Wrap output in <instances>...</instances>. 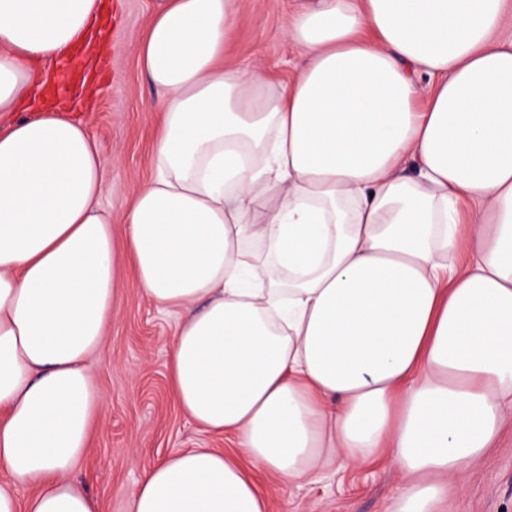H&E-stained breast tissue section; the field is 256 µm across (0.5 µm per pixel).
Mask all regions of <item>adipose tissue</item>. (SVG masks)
<instances>
[{
	"instance_id": "adipose-tissue-1",
	"label": "adipose tissue",
	"mask_w": 512,
	"mask_h": 512,
	"mask_svg": "<svg viewBox=\"0 0 512 512\" xmlns=\"http://www.w3.org/2000/svg\"><path fill=\"white\" fill-rule=\"evenodd\" d=\"M236 3L156 0L155 172L115 218L65 79L104 0H0V512H99L70 474L122 262L181 316L173 398L242 450L172 452L132 512H269L258 473L381 455L435 512L512 420V0H301L274 90L227 63Z\"/></svg>"
}]
</instances>
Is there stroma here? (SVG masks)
Listing matches in <instances>:
<instances>
[{"instance_id":"obj_1","label":"stroma","mask_w":512,"mask_h":512,"mask_svg":"<svg viewBox=\"0 0 512 512\" xmlns=\"http://www.w3.org/2000/svg\"><path fill=\"white\" fill-rule=\"evenodd\" d=\"M118 9L102 20L106 53L99 56L85 100L83 121L112 164L102 178L108 190L101 205L113 216L130 207L137 189L153 171V105L163 92L138 62L153 0H114ZM297 0H238L239 20L231 56L241 67L261 62L272 84L287 82L302 62L299 48L283 33ZM116 313L105 344L90 362L101 398L87 451L71 474L99 504V512H130L131 491L145 471L179 448L233 452V437L211 433L171 398L168 349L178 325L176 314L145 297L134 274L118 269ZM270 512H391L401 473L378 460L358 468L330 470L320 482L276 485ZM442 512H512V426L462 485L451 486Z\"/></svg>"}]
</instances>
